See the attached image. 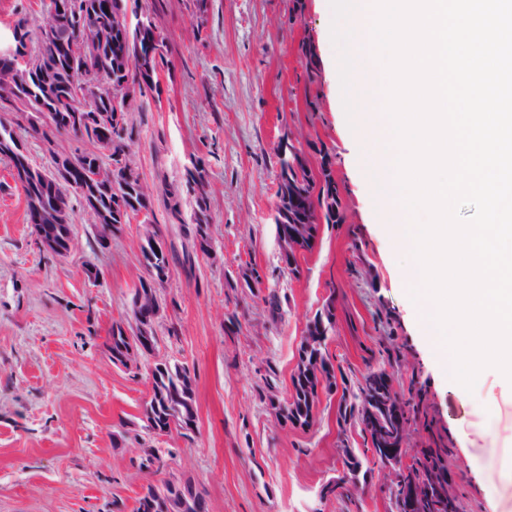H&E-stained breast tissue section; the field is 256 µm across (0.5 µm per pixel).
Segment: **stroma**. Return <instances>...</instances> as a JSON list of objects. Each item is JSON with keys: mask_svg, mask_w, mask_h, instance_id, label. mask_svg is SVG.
Listing matches in <instances>:
<instances>
[{"mask_svg": "<svg viewBox=\"0 0 512 512\" xmlns=\"http://www.w3.org/2000/svg\"><path fill=\"white\" fill-rule=\"evenodd\" d=\"M141 0L167 38L159 86L133 113L132 146L148 192L151 222L131 219L106 247L95 215L72 198L69 253H43L26 221L25 198L0 161V512H133L147 485L191 481L207 512H390L386 479L359 428L339 423V392L320 394L307 429L282 425L274 411L291 391L306 326L327 300L336 323L327 340L332 363L360 378L381 348L400 354L395 387L425 386L432 432L448 444V471L464 512H495L480 468L500 451L477 439L469 402L448 381L422 335L403 273L385 230L362 201L358 168L347 165L354 133L336 94L337 49L322 32L328 0ZM318 76L308 82L302 47ZM292 133L300 146L322 143L336 156L346 220L320 225L292 277L281 262L275 217L276 144ZM208 172L211 250L193 247V200L172 214L170 191L197 163ZM156 232L192 266H174L157 289L160 311L152 354L128 366L108 358L112 323L132 325L131 297L145 270L141 246ZM361 252H354V244ZM257 268V296L234 305L228 286ZM281 301L272 313L269 293ZM239 333L226 334L232 311ZM390 311L394 332L375 328ZM159 363L188 366L195 378L196 424L188 435L148 431L143 410L149 372ZM362 454L367 480L353 501L321 499L344 469L342 444ZM160 469L140 468L147 453Z\"/></svg>", "mask_w": 512, "mask_h": 512, "instance_id": "stroma-1", "label": "stroma"}]
</instances>
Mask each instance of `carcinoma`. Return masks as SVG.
I'll return each mask as SVG.
<instances>
[{
	"mask_svg": "<svg viewBox=\"0 0 512 512\" xmlns=\"http://www.w3.org/2000/svg\"><path fill=\"white\" fill-rule=\"evenodd\" d=\"M79 5L83 20L95 23L109 34V39L93 54V73L104 80L111 91L99 94L89 91L90 98L98 111L101 121L109 124L111 138L105 140L95 127L79 128L74 113L59 110L58 105L72 94L78 77V69L65 53V48L78 42L80 30L73 22L54 32L49 41L39 36L36 30H27L33 52L48 60L49 70L45 77L30 80L21 89L25 104L35 110L46 106L53 111L51 121L45 123L32 112L17 115L14 123L0 120V157L6 159L12 168L25 171L26 179L20 183L25 195L28 223H38L50 228L54 222L48 218H37L35 199L55 196L61 200L64 217H69L70 196L61 193L48 179V171L32 165L27 155L15 153V144L20 140L22 130L32 137H38L46 144L53 143L59 135H71L87 145L77 150L69 158L78 173H86L98 165L112 166L114 182L108 187L89 183L78 196L94 209L101 234L97 244L107 246L109 233L120 229L130 217L148 208V198L142 190V179L138 168L127 163L134 142L135 128L130 123L129 113L115 112L112 93L121 92L129 79L140 68H145V88L155 89L158 85V70L164 57L148 55V43L160 35L153 22L143 28L127 24L128 0H71ZM320 155V179L314 180L308 163L302 161L306 153L298 149L301 156L297 165L288 166L284 160L280 164V185L277 191L278 214L282 223L276 225L278 237L288 242L290 219L295 215L308 219L302 225L303 250L311 249L316 239L319 225L342 224L345 213L334 176V155L324 147L311 144ZM207 170L204 164L194 166L186 174L183 191L170 193L173 199L172 210L180 214L179 198L186 193L194 200V237L201 251L206 252L211 244L209 200L205 190ZM142 265L146 276L140 279L139 286L152 288L164 283L172 272L174 257L168 250L155 251L151 242L141 246ZM262 284L261 275L254 268H246L239 274L232 290L255 294V287ZM240 295L234 296L240 300ZM159 311V303L142 313V308H133L137 322L148 328L147 343L155 346L154 317ZM336 319L333 302H327L323 309L309 320L306 334L300 347L299 362L292 375L290 397L275 407L276 415L284 426L309 428L316 419L319 404V391H331L342 387L338 406L339 417L346 423L360 428L365 440L370 443L373 457L382 466H391L400 481L389 487L390 512H463V505L448 484L446 459L448 448L430 442L411 457L410 463L403 461L401 450L402 433L422 426L428 427V409L422 400L407 401L386 382L394 376L389 371L393 367L392 354L387 360L367 367L362 379L349 383L348 378H336V369L326 352V341ZM109 360L114 365L128 366L137 355L143 353L141 347L131 345L125 335V327L120 322L112 324L109 333ZM152 396L147 404L144 417L146 428L158 434L172 429L192 430L195 424L194 378L188 367L180 364H157L151 370ZM347 471L332 483L331 493L339 497H350L349 486L359 483L362 461L349 448L342 444ZM134 512H206V501L202 493L189 483H176L170 480L159 485H148L137 500Z\"/></svg>",
	"mask_w": 512,
	"mask_h": 512,
	"instance_id": "1",
	"label": "carcinoma"
}]
</instances>
